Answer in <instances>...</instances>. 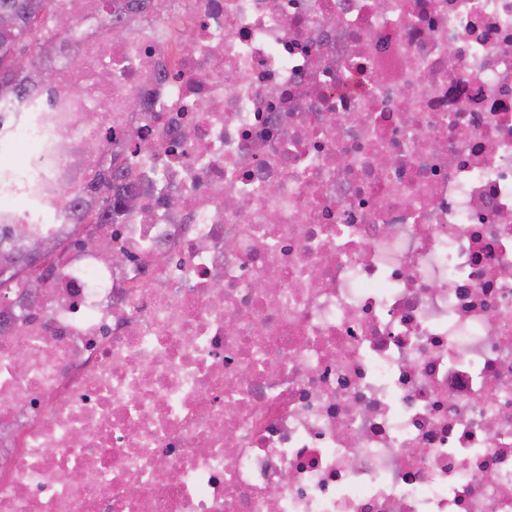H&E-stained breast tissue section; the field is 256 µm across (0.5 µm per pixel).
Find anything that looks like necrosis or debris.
Listing matches in <instances>:
<instances>
[{
    "label": "necrosis or debris",
    "mask_w": 512,
    "mask_h": 512,
    "mask_svg": "<svg viewBox=\"0 0 512 512\" xmlns=\"http://www.w3.org/2000/svg\"><path fill=\"white\" fill-rule=\"evenodd\" d=\"M78 22L0 102V224L65 246L0 327V512H512V0ZM131 135L111 266L68 204Z\"/></svg>",
    "instance_id": "4bbe7bcc"
}]
</instances>
